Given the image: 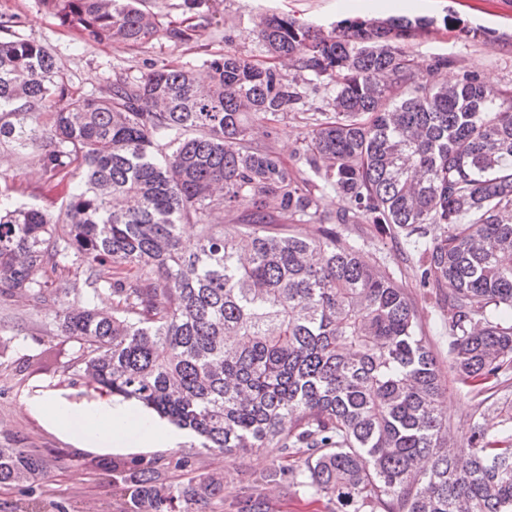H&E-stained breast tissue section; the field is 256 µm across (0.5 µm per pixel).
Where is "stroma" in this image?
<instances>
[{"label": "stroma", "instance_id": "stroma-1", "mask_svg": "<svg viewBox=\"0 0 512 512\" xmlns=\"http://www.w3.org/2000/svg\"><path fill=\"white\" fill-rule=\"evenodd\" d=\"M147 4L159 13L163 26L193 28L191 40L176 42L162 35L138 48L113 43L82 48L40 0H0V39L18 36L46 46L69 77L73 90L91 94L118 76H134L168 63L202 77L207 73L206 60L227 49L264 62L255 23L265 13L289 14L326 28L356 17L405 15L428 17L438 23L447 18L453 20L454 30H441L418 40L414 51L419 60L449 56L457 68L477 72L495 85L512 87V0H210L208 7L195 15L183 13L182 0H147ZM463 27L480 29L481 34L474 40L458 37L456 31ZM39 155L36 147L21 154L0 150V187H10L16 202L35 204L56 214L65 203L63 189L47 180ZM359 240L364 243V260L384 266L405 288L416 304L435 354L440 362H447L448 337L442 310L406 260L404 244L374 224L350 226L342 231L339 243L347 247ZM0 337L11 341L6 355L0 356V443L35 448L44 455L47 469L42 512H56L60 504L68 512H86L90 504L95 505L96 512H128L127 496L113 487L111 474L100 468L110 460L152 462L170 480L180 479L174 462L189 452L194 438L172 447L160 441L142 442L131 431L125 437L126 451L87 448L32 409V402L44 398L76 406L99 399L86 380L74 382L64 373L62 365L75 344L59 336L49 312L34 310L21 296L0 302ZM442 381V409L452 434L457 435L467 426L477 400L453 377L443 376ZM278 457L274 448L237 451L220 458L203 453L195 456L194 468L199 473L223 469L226 498H233L243 481L264 476L268 479L269 512H324L322 503L270 479Z\"/></svg>", "mask_w": 512, "mask_h": 512}]
</instances>
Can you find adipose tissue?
<instances>
[{
    "mask_svg": "<svg viewBox=\"0 0 512 512\" xmlns=\"http://www.w3.org/2000/svg\"><path fill=\"white\" fill-rule=\"evenodd\" d=\"M43 414L54 423L72 428L73 439L79 444L102 449L123 447L129 426H136L142 439L161 440L174 445L181 441L182 432L167 426L157 418L135 412L129 401L102 400L81 411L48 399L41 403Z\"/></svg>",
    "mask_w": 512,
    "mask_h": 512,
    "instance_id": "obj_1",
    "label": "adipose tissue"
}]
</instances>
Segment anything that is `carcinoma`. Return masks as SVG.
<instances>
[{
    "label": "carcinoma",
    "instance_id": "cac0c4a2",
    "mask_svg": "<svg viewBox=\"0 0 512 512\" xmlns=\"http://www.w3.org/2000/svg\"><path fill=\"white\" fill-rule=\"evenodd\" d=\"M79 43L159 36L145 0H41ZM424 17L289 15L256 25L264 65L236 52L119 77L75 94L43 45L0 40V147L49 143L64 212L0 192V297L23 294L79 344L66 367L100 395L134 399L210 455L277 448L274 473L325 512H512V88L448 57L422 64ZM182 42L190 34L167 29ZM303 78H288L283 62ZM331 91L302 112L303 86ZM305 125L285 163L276 123ZM333 192L343 202L322 208ZM197 227L195 246L181 228ZM336 224L404 239L435 290L448 372L480 397L457 442L440 408L442 368L414 302ZM84 274L70 288L49 275ZM112 293V311L100 292ZM493 411L496 422H487ZM129 512H269L265 479L224 499V472L170 482L114 462ZM46 461L0 445V487L41 512Z\"/></svg>",
    "mask_w": 512,
    "mask_h": 512
}]
</instances>
